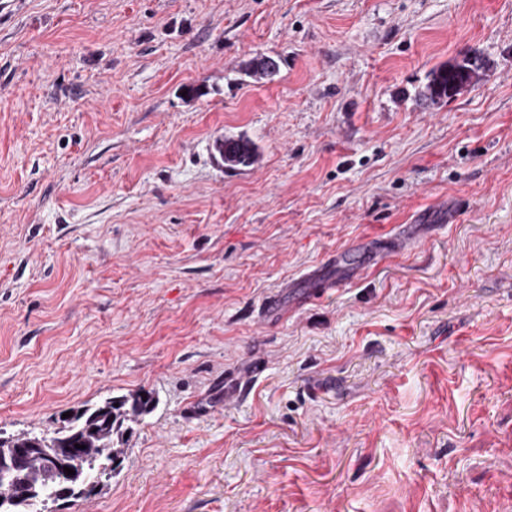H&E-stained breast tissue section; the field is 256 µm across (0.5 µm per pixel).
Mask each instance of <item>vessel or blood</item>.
I'll return each mask as SVG.
<instances>
[{"instance_id": "1", "label": "vessel or blood", "mask_w": 512, "mask_h": 512, "mask_svg": "<svg viewBox=\"0 0 512 512\" xmlns=\"http://www.w3.org/2000/svg\"><path fill=\"white\" fill-rule=\"evenodd\" d=\"M420 240L414 225H401L396 234L382 238L380 248H372L367 240L355 241L349 250L339 251L327 259L329 265H344L351 278H358L381 263L386 257L396 256L410 251ZM330 281L321 280L317 272H309L298 279L287 281L281 286L280 293L270 295L263 305V319L276 322L285 318L288 309L284 303L286 292H293L295 304H308L325 296L333 289Z\"/></svg>"}]
</instances>
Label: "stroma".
Segmentation results:
<instances>
[{
    "instance_id": "1",
    "label": "stroma",
    "mask_w": 512,
    "mask_h": 512,
    "mask_svg": "<svg viewBox=\"0 0 512 512\" xmlns=\"http://www.w3.org/2000/svg\"><path fill=\"white\" fill-rule=\"evenodd\" d=\"M438 196L413 251L261 320ZM139 390L57 512H512V0H0V430ZM462 67L464 70L458 71H448V63L434 67L428 75L427 84L417 93L416 97L432 106L454 98L477 80L481 68L480 66L475 70L470 63H465ZM472 74L477 75L474 82ZM464 85L466 86L463 88ZM235 140L237 149L232 153H227L226 141ZM221 150L224 153V167L227 169H237L252 166L258 158V146L245 136L224 137L221 144ZM341 284L333 281H323L319 278L317 269L301 276L298 279L286 281L281 285V289L277 294H271L264 302L263 305V321L276 322L285 318L288 309H293L292 306L286 307L284 304V296L290 291L291 288L302 287L299 292L294 295V304L306 305L313 301H317L325 296L327 291L333 288H339Z\"/></svg>"
}]
</instances>
